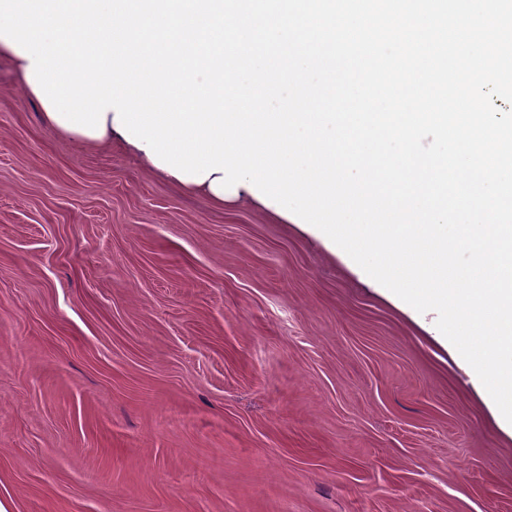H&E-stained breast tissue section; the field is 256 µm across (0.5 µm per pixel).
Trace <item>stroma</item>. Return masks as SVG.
Listing matches in <instances>:
<instances>
[{
    "mask_svg": "<svg viewBox=\"0 0 512 512\" xmlns=\"http://www.w3.org/2000/svg\"><path fill=\"white\" fill-rule=\"evenodd\" d=\"M500 416L314 226L63 137L0 46L6 512H512Z\"/></svg>",
    "mask_w": 512,
    "mask_h": 512,
    "instance_id": "1",
    "label": "stroma"
}]
</instances>
